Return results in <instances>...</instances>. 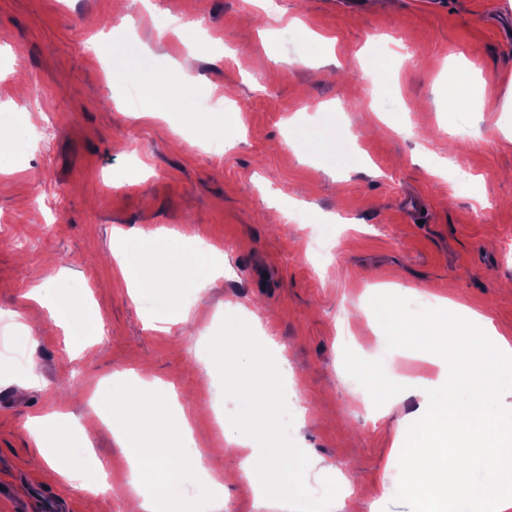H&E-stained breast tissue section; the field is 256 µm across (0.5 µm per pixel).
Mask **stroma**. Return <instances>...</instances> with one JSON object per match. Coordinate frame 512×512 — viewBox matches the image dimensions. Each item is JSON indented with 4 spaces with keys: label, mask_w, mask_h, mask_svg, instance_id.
Here are the masks:
<instances>
[{
    "label": "stroma",
    "mask_w": 512,
    "mask_h": 512,
    "mask_svg": "<svg viewBox=\"0 0 512 512\" xmlns=\"http://www.w3.org/2000/svg\"><path fill=\"white\" fill-rule=\"evenodd\" d=\"M178 8L201 20L206 39L188 48L163 32ZM131 30L180 86L216 88L211 119L225 122L223 149L195 143L196 119L179 99L141 117L132 86L106 76L94 35ZM223 37L215 60L207 40ZM381 56V75L365 71ZM0 113H39L50 129L17 168L0 171V337L22 344L14 314L41 316L28 294L67 266L93 294L102 340L71 356L62 328L39 332L37 386L21 390L0 359V512H22L33 488L59 512H86L89 493L28 463L36 449L29 418L60 397L109 460L99 512H127L118 492L128 465L111 428L98 425L91 386L126 369L172 382L207 405L192 423L196 444L221 436L212 395L199 386L227 304L254 311L288 361L295 393L281 441L352 473L351 499L379 512H409L382 498L395 453L393 428L414 419V398L383 414L366 411L379 382L367 321L346 310L377 284L414 288L416 309L452 297L512 337V0H280L276 11L242 0H0ZM463 88L449 111L446 92ZM335 131L353 166L300 155L290 123ZM452 158L440 172L436 162ZM143 168L141 180L126 173ZM162 228L201 236L224 255V275L202 294L196 332L147 329L112 258L116 229ZM349 328L359 344L345 348ZM221 479L224 512H253L237 490L239 459L206 456Z\"/></svg>",
    "instance_id": "1"
}]
</instances>
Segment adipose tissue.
Here are the masks:
<instances>
[{"label": "adipose tissue", "mask_w": 512, "mask_h": 512, "mask_svg": "<svg viewBox=\"0 0 512 512\" xmlns=\"http://www.w3.org/2000/svg\"><path fill=\"white\" fill-rule=\"evenodd\" d=\"M155 65V57L134 41L114 47L109 58L114 74L143 79L144 113L164 109L152 90ZM112 255L128 288L146 302L151 327L163 333L194 326L195 309L183 299L202 295L222 263L220 252L203 239L168 229L117 234ZM413 295L398 282L377 294L382 343L399 344L435 368L432 377L407 383L391 373L380 379V398L393 400L405 387L419 400L417 422L394 430L403 447L387 465L383 493L406 499L411 512H512V342L494 328L467 332V324L486 317L452 300H442L437 310L410 311L406 303ZM32 298L46 324L63 328L75 351L102 335L100 319L86 310L81 278L59 272ZM223 341L233 345L242 373L241 379L224 382L225 394L239 406L237 427L224 440L243 451L241 492L255 512L273 506L308 512L301 472L317 468L330 475L334 468L299 461L278 440L288 400L277 396L275 385L287 362H264L233 312L224 316ZM91 406L120 424L117 440L131 470V512H196L194 501L174 495L198 476L197 458L185 454L196 407L180 402L172 384L132 370L99 384ZM29 431L36 462L56 478L102 487L104 461L82 474L67 454L91 442L65 406L33 417Z\"/></svg>", "instance_id": "adipose-tissue-1"}]
</instances>
